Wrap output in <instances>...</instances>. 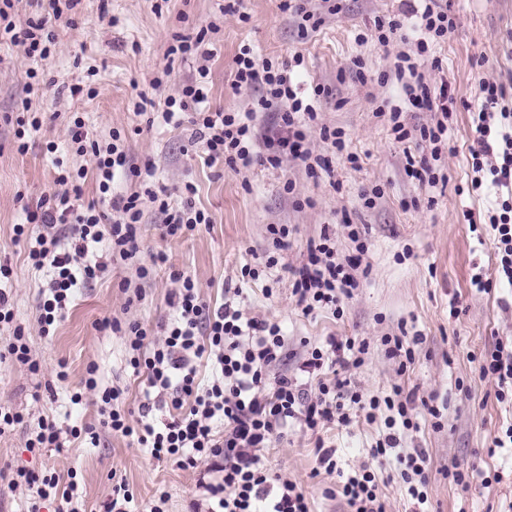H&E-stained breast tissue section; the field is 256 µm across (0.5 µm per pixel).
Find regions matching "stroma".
Returning a JSON list of instances; mask_svg holds the SVG:
<instances>
[{
	"mask_svg": "<svg viewBox=\"0 0 512 512\" xmlns=\"http://www.w3.org/2000/svg\"><path fill=\"white\" fill-rule=\"evenodd\" d=\"M224 5L225 0H81L75 26L54 24L56 43L49 59L29 61L17 48L0 45V263L13 270L14 322L24 329L41 366L36 374L19 364L0 366V405L24 416L22 425L0 435V512H28L34 500L33 489L8 486L20 468L59 476L64 484L76 479L79 512H104L113 485L121 482L133 495L130 512H148L163 491L167 512H208L212 499L204 486L218 482V474L203 465L154 460L135 438L112 434L100 423L98 395L84 386L87 367L96 365L103 385L123 388L118 406L131 424H139L147 382L129 365L123 337L99 324L110 318L153 326L173 318L168 297L174 271L191 275L213 305L223 302L225 289H239L236 302L245 317L276 322L287 336L291 356L285 367L290 372H298L307 345L326 337L368 341L367 362L350 370V379L368 397L390 393L396 385L415 391L417 427L404 432L401 446L427 451L430 512H507L512 507V450L492 455L488 448L502 425L512 422V408L495 400L494 384L480 377L476 357L496 339L512 338V311L503 308L512 304V287L481 292L471 284L474 273L489 279L497 273L491 235L471 232L466 218L485 209L491 198L467 189L473 130L463 104L477 99L484 81L512 89V0H452L457 27L436 54L457 104L448 118L450 149L437 164L448 180L434 186L406 177L404 154L416 145L396 142L390 123L375 115L383 100L396 104L402 97L397 82L376 81L393 69L401 43L387 52L358 40L375 17L397 11L396 0H345L342 12L305 40L293 17L280 10L279 0H237L232 14L224 13ZM211 23L218 26L209 36L211 109L245 113L259 97V90L232 87L233 60L245 46L275 63L302 54L304 63L296 70L302 86L322 83L335 89L339 106H323L320 117L344 131L347 151L335 152L317 138L310 142L314 153L331 160L332 173L308 177L294 159L278 168L254 165L236 171L210 165L188 149L192 126L187 117L160 120L166 95L192 73L187 64L166 57L174 34L192 37ZM357 59L372 82L354 76ZM30 68L43 82L40 95L31 99L32 109L45 122L21 154L14 120L23 113ZM158 76L163 84L157 88L152 81ZM78 81L94 87L96 96L62 93V83ZM142 98L152 101L158 115L150 129L134 110ZM78 116L99 140H109L115 130L125 133L131 165H152V185L167 187L175 197L184 185H193L196 205L211 223L184 237L166 238L162 215L145 205L141 257L161 251L167 263L156 267L147 283L134 265L109 267L101 278L77 288L53 336L44 337L37 304L48 274L28 264L26 244L15 241L13 227L25 223V206L48 194L61 170L88 166V159L66 141L68 125ZM350 153L357 155V164L347 161ZM289 182L294 185L290 193L284 189ZM375 187L382 196L375 207H365L362 194ZM348 222L365 227L370 274L347 301L342 318L327 311L303 317L290 294L286 267L299 261L324 225ZM270 224L290 229L283 265L255 281L243 277V267L256 265L267 249ZM268 286L274 290L269 298L263 294ZM401 323L421 338L414 363L404 371L381 344L382 336L396 333ZM61 367L67 372L62 382L56 378ZM77 393L82 396L78 403L72 400ZM430 404L442 413L441 428L432 425L426 411ZM42 418L79 428L82 435L66 438L60 448L29 452L26 429ZM88 427L97 430L98 443L85 435ZM384 433L383 418L370 423L360 413L349 425L328 423L315 435L295 425L264 449L261 459L308 494L313 512H345L342 498L326 495L338 478L319 470L316 444L336 448L339 467L349 473L368 462L371 446ZM451 465L473 471L469 487L444 478L443 469ZM496 473L501 483H493Z\"/></svg>",
	"mask_w": 512,
	"mask_h": 512,
	"instance_id": "obj_1",
	"label": "stroma"
}]
</instances>
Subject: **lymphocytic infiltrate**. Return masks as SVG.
<instances>
[{
    "mask_svg": "<svg viewBox=\"0 0 512 512\" xmlns=\"http://www.w3.org/2000/svg\"><path fill=\"white\" fill-rule=\"evenodd\" d=\"M79 3L40 0L42 16L22 20L13 13L14 0H0V42L22 47L28 57L47 58L55 43L51 20L74 13ZM451 8L450 0H402L397 12L374 21L375 41L383 48L392 44L405 21L413 23L417 54L397 53L394 64L403 103L378 107L376 114L388 116L396 141L411 140L421 147L420 156H407L405 172L432 185L440 181L435 163L455 102L447 81L431 79L432 73L443 70L434 49L456 28ZM207 34L203 28L195 38L171 46V54L191 64L194 75L165 98V118L188 115L193 127L191 145L212 164L221 162L233 168L258 163L277 168L291 157L303 162L310 175L328 170V159L313 154L309 147L311 135H318L338 152L345 150L346 141L343 131L318 121L317 107L332 100V90L318 84L307 97L294 83L292 73L303 65V55L275 64L258 60L245 47L234 59V89H262L256 107L278 111V136L261 144L254 126L238 113L205 106L207 62L212 55ZM469 110L474 128L467 157L471 189L479 192L489 186L496 190L494 202L484 211L483 224L493 238L498 280L512 286V105L507 102L504 85L482 83L478 101ZM407 111L429 112L433 118L411 125L403 117ZM68 136L75 151L92 163L98 200H83L84 169H65L56 177L57 191L28 209L25 223L14 227L15 238L27 244L31 265L54 273L42 288L38 305L37 322L45 335L63 318L75 288L96 280L111 263L136 261L144 203H151L163 214L167 238L183 237L211 222L196 206L189 184L177 204L163 187L131 193L113 190L116 174L142 175L140 169L131 167L120 132H113L111 142L103 144L77 118L69 126ZM59 224L69 225L67 239L54 234ZM347 237L355 245V256L340 257L336 231L326 227L308 243L298 265L289 267L291 294L304 316L326 310L342 317L345 302L368 277L369 269L363 264L368 251L364 232L352 224ZM100 247L105 250L101 260L95 257ZM171 279L175 288L170 303L176 312L172 322L155 330L136 321L102 323L103 328L125 337L129 363L135 372L145 374L149 388L140 405L142 421L139 427H132L115 406L121 390L100 389L96 367H88L85 388L100 395L103 427L115 434L136 436L138 444L156 460H173L188 467L204 464L223 472L222 482L208 488L215 500L211 512H312L308 496L297 484L262 466L261 450L294 423L315 434L328 423L349 425L351 411L363 413L369 421L382 411L387 432L370 450L372 465L340 477L348 512H386L377 477L393 458L402 467L412 512H424L427 453L422 448L407 453L399 450L401 431L415 426L413 393L396 386L385 396L367 398L346 376L350 369L364 365L368 342L328 337L323 346L308 351L300 374H275L272 366L288 353V338L277 323L244 318L231 297L219 307L210 306L186 273L172 272ZM13 318L10 291L0 287V324L13 327L12 334L0 341V363H17L38 373L40 365L31 356L23 328L13 326ZM202 359L211 361L215 369L205 384L198 378L197 363ZM478 370L482 377L493 380L496 401L512 404V341L496 340L481 356ZM163 409L169 417L158 429L150 416ZM16 476L36 489L31 512H40L42 503L52 499L59 502L57 512H78L76 482L63 487L55 475L25 469L17 470Z\"/></svg>",
    "mask_w": 512,
    "mask_h": 512,
    "instance_id": "lymphocytic-infiltrate-1",
    "label": "lymphocytic infiltrate"
}]
</instances>
